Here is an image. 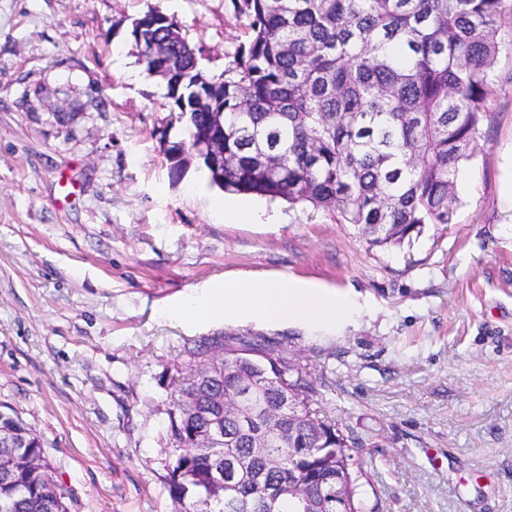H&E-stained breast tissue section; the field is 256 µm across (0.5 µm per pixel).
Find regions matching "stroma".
Returning <instances> with one entry per match:
<instances>
[{
    "label": "stroma",
    "instance_id": "obj_1",
    "mask_svg": "<svg viewBox=\"0 0 512 512\" xmlns=\"http://www.w3.org/2000/svg\"><path fill=\"white\" fill-rule=\"evenodd\" d=\"M151 9L212 75L247 39L231 0H0V404L40 435L71 512H176L170 394L210 336L294 360L373 460L374 512H512V24L450 223L372 249L309 205L245 196L252 218L225 220L201 162L172 175L164 145L188 130L130 35ZM238 277L350 291L362 313L331 335L170 315Z\"/></svg>",
    "mask_w": 512,
    "mask_h": 512
}]
</instances>
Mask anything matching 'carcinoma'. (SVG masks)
<instances>
[{
    "label": "carcinoma",
    "instance_id": "cac0c4a2",
    "mask_svg": "<svg viewBox=\"0 0 512 512\" xmlns=\"http://www.w3.org/2000/svg\"><path fill=\"white\" fill-rule=\"evenodd\" d=\"M505 0H233L248 20V42L211 86L197 87L203 69L181 30L156 25L161 11L138 16L142 65L162 77L170 111L189 136L224 112V179L207 170L211 185L235 195L281 199L335 211L371 247H399L426 224H447L457 201L460 168L474 155L494 88L488 75L499 54ZM224 349V382L183 376L171 392L167 465L179 512H194L210 494L214 461L190 454L208 428L215 404L207 390L233 387L237 352L254 351L279 365L252 396L271 411L286 409L283 426L297 442L272 444L282 468L269 476L279 488L273 512H300L288 495V448L309 460L336 457L320 474L323 486L344 482L351 512H364L361 479L373 462L353 463L357 438L310 409L311 389L280 351L222 336L194 343L187 354L208 364ZM297 397L288 409V393ZM224 437L250 448L238 418L223 415ZM0 512H70L69 494L51 475L40 437L10 406L0 409ZM266 487L241 483L239 498H263Z\"/></svg>",
    "mask_w": 512,
    "mask_h": 512
}]
</instances>
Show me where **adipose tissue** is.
Wrapping results in <instances>:
<instances>
[{
  "instance_id": "adipose-tissue-1",
  "label": "adipose tissue",
  "mask_w": 512,
  "mask_h": 512,
  "mask_svg": "<svg viewBox=\"0 0 512 512\" xmlns=\"http://www.w3.org/2000/svg\"><path fill=\"white\" fill-rule=\"evenodd\" d=\"M176 312L193 321L239 317L335 331L360 310L348 293H329L290 280L235 278L221 287L187 294Z\"/></svg>"
}]
</instances>
